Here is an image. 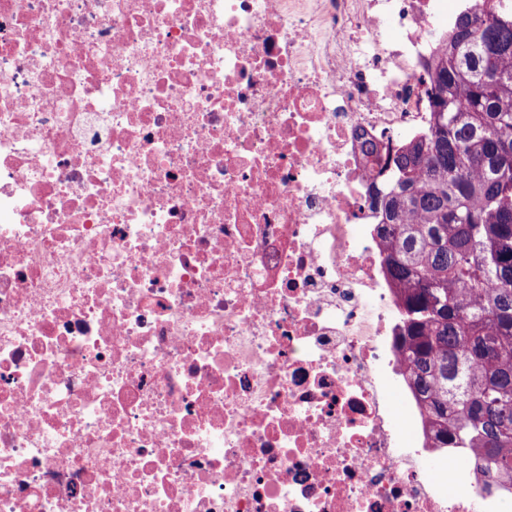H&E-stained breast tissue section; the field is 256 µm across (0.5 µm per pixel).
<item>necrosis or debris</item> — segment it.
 <instances>
[{"label":"necrosis or debris","mask_w":512,"mask_h":512,"mask_svg":"<svg viewBox=\"0 0 512 512\" xmlns=\"http://www.w3.org/2000/svg\"><path fill=\"white\" fill-rule=\"evenodd\" d=\"M484 4L0 0V512H512L425 435L364 147Z\"/></svg>","instance_id":"necrosis-or-debris-1"}]
</instances>
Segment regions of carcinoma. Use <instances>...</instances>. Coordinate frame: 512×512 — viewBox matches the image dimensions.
<instances>
[{
  "label": "carcinoma",
  "mask_w": 512,
  "mask_h": 512,
  "mask_svg": "<svg viewBox=\"0 0 512 512\" xmlns=\"http://www.w3.org/2000/svg\"><path fill=\"white\" fill-rule=\"evenodd\" d=\"M462 15L429 78L428 136L387 159L379 230L399 348L443 448L512 472V0Z\"/></svg>",
  "instance_id": "obj_1"
}]
</instances>
